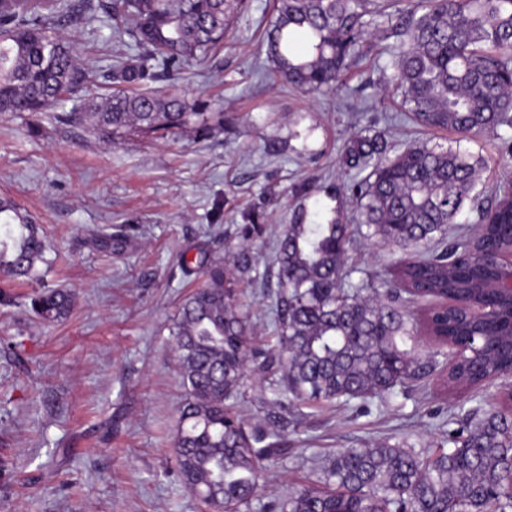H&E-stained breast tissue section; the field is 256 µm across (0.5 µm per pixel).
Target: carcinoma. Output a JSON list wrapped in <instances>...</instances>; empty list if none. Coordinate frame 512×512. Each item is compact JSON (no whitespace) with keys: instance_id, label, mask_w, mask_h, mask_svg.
Returning a JSON list of instances; mask_svg holds the SVG:
<instances>
[{"instance_id":"obj_1","label":"carcinoma","mask_w":512,"mask_h":512,"mask_svg":"<svg viewBox=\"0 0 512 512\" xmlns=\"http://www.w3.org/2000/svg\"><path fill=\"white\" fill-rule=\"evenodd\" d=\"M247 0H0V112H43L94 81L79 65L61 23L100 17L125 51L104 78L110 91L80 99L59 116L88 127L104 143L131 133L158 139L224 130L231 119L201 99L154 90L148 83L220 51ZM396 0H273L262 43L267 77L309 94L346 84L370 55V26L398 16L400 45L388 77L407 119L427 131L460 135L448 147L429 140L401 149L370 123L346 141L339 161L354 173L328 194L348 197L323 222L295 207L276 240L273 322L276 346L251 347V312L224 262L182 258L201 283L183 300L172 330L184 399L174 440L185 487L216 512H247L259 499L262 462L277 453L278 434L249 427L236 411L244 371L254 362L274 395L309 405L382 398L429 375L418 331L449 347L440 386L483 387L512 370V297L493 289L500 270L482 253L512 252V176L488 192L482 156L461 147L493 133L512 155V0H427L424 12ZM476 225L448 235L465 208ZM0 217L15 224L0 243V272L39 280L50 246L29 213L0 197ZM261 224H242L238 269L253 271L250 247ZM360 236L413 258L383 280L348 263ZM428 303L415 321L404 303ZM73 297L61 289L31 298L45 321L66 318ZM438 449L418 452L383 441L327 456L320 475L267 505L269 512H512V410L490 403L457 421Z\"/></svg>"}]
</instances>
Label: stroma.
I'll use <instances>...</instances> for the list:
<instances>
[{"label": "stroma", "instance_id": "stroma-1", "mask_svg": "<svg viewBox=\"0 0 512 512\" xmlns=\"http://www.w3.org/2000/svg\"><path fill=\"white\" fill-rule=\"evenodd\" d=\"M249 10L205 63L179 81L189 96L223 107L233 125L208 136H132L112 145L58 122L71 102L40 113H0V197L29 211L53 246L43 282L0 274V512H210L171 463L184 398L171 331L196 284L182 259L200 252L233 267L240 225L255 222L257 282L247 285L255 346L273 344L275 242L301 184L321 193L309 212L334 202L325 190L347 181L338 157L345 139L377 120L392 145L420 138L394 101L381 66L398 42L392 30L369 38L372 57L352 66L335 93L305 95L261 80L259 51L272 0ZM76 58L105 73L121 51L104 21L65 25ZM118 245L104 249L101 234ZM73 296L70 315L39 319L31 298L41 287ZM267 383L247 371L239 411L248 425L280 431L265 463L252 512L287 495L322 458L388 440L433 450L449 416L494 401L512 380L465 391L441 390L437 375L365 402L311 408L272 404Z\"/></svg>", "mask_w": 512, "mask_h": 512}]
</instances>
